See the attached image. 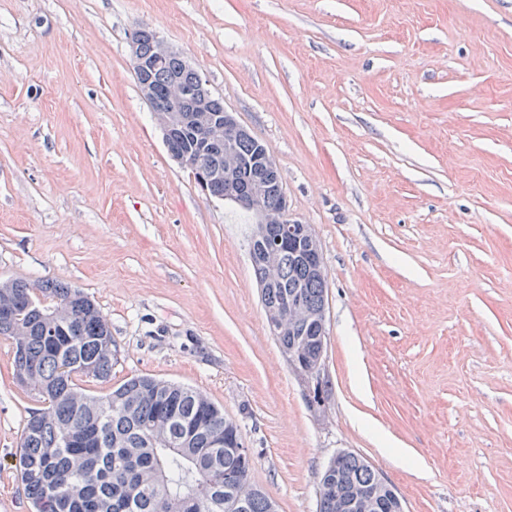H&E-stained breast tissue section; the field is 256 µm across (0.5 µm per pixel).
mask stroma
I'll return each mask as SVG.
<instances>
[{"label":"stroma","mask_w":512,"mask_h":512,"mask_svg":"<svg viewBox=\"0 0 512 512\" xmlns=\"http://www.w3.org/2000/svg\"><path fill=\"white\" fill-rule=\"evenodd\" d=\"M149 25L264 142L327 274L313 410L271 335L256 214L174 161L139 93ZM82 289L112 376L235 420L278 512L362 455L405 512H512V0H0V282ZM38 397L0 337V512Z\"/></svg>","instance_id":"1"}]
</instances>
